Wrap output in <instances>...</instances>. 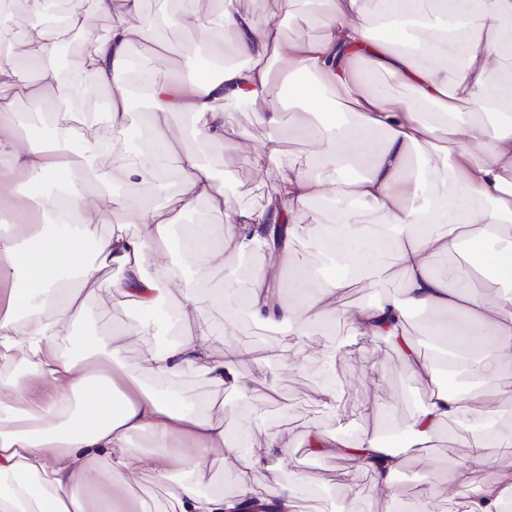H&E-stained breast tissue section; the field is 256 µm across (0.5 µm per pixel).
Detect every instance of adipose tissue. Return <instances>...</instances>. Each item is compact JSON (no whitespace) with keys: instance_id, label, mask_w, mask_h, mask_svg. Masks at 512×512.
I'll return each instance as SVG.
<instances>
[{"instance_id":"adipose-tissue-1","label":"adipose tissue","mask_w":512,"mask_h":512,"mask_svg":"<svg viewBox=\"0 0 512 512\" xmlns=\"http://www.w3.org/2000/svg\"><path fill=\"white\" fill-rule=\"evenodd\" d=\"M311 22L322 33L312 40H286L278 24L239 10L224 0L219 18L202 14L197 0H179L174 21L192 29L193 56L210 67L192 79L179 73L158 79V53L145 57L139 92L149 104L134 113L128 85V50L155 44L166 11L145 14L142 0H94L100 15L112 19L107 37L87 29L80 6L50 26L41 17L48 0H25L27 22L14 24L0 12V26L14 25L16 36L0 46V210L39 216L36 224L0 226V362L26 368L25 376L0 375V512H156L152 497L125 496L118 487L126 475L149 471L153 485L166 488L170 512H296V498L310 477L259 490L256 474L276 471L294 450L270 436L261 455L243 452L234 436L213 419L200 401L179 388L190 375L214 388L248 400L268 401L271 382L239 370L248 352L228 348L224 337L232 313H243L272 328L287 326V345L302 347L319 324L343 317L353 335L399 340L408 311L432 317L433 335L450 340L457 362L449 376L465 371L481 386L460 394L436 387L438 369L415 349L407 365L430 395L403 422V448L389 447L373 434L355 444L339 435L315 432L311 455L357 458V470L371 474L375 490L402 512H430L432 491L402 502L395 476L409 453L426 452L444 423L470 414L489 428L471 436L470 463L449 465L446 479L466 490L462 512H512V475L481 486L472 484V463L487 462L489 444L512 447V432L491 424L512 402V390L497 380L512 367V298L488 303L480 272L512 285V116L494 125L485 113L512 100V79L491 83L490 70L503 59V35L512 29V0H380L370 15L364 0H317ZM387 21V36L370 37L374 19ZM83 34L81 61L69 71L53 62L55 50L72 30ZM231 31L237 63L216 51L214 36ZM365 69H358V62ZM380 71L375 81L371 72ZM110 90L99 130L74 124L72 99L87 82ZM410 86L403 99L395 88ZM245 99L262 121L277 129L284 108H300L311 119L300 132L309 145L306 166L289 165L274 194L255 209L234 212L223 236L208 225H184V256L196 269L184 275L169 260L172 211L187 214L199 203L223 212L224 187L203 160L205 146L226 143V102ZM51 120L38 138L26 131L20 102ZM469 104V111L458 108ZM185 117L179 139L169 131ZM146 132L145 152L124 170L126 183L162 184L176 189L163 202H141L113 192L100 162L111 156L131 119ZM378 148H371L374 135ZM447 146H440V139ZM438 158L448 172V194L427 195L426 167ZM337 201L334 218L321 231L293 223L313 202ZM122 215L110 224L112 215ZM469 238L475 276L435 274L432 263ZM305 241L335 255L331 275L298 274L294 305L281 299V277ZM262 262L245 286L226 290L208 285L211 266L224 257L225 244ZM117 268L116 279L101 277ZM396 270L402 293L377 302L344 307L337 296L348 272ZM79 278L81 287L70 286ZM93 284L101 304L118 296L134 300L146 319L97 333L81 325L88 307L81 288ZM229 314L223 326L208 318L214 309ZM186 324L181 335L165 337L136 362L124 356L126 341L156 327ZM55 386L38 401L21 395L23 377ZM152 440L150 452L133 437ZM222 449L235 478V490L203 489L198 456ZM184 477L171 483L172 467Z\"/></svg>"}]
</instances>
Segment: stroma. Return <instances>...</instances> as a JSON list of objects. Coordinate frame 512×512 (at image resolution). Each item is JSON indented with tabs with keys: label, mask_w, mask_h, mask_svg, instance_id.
I'll use <instances>...</instances> for the list:
<instances>
[{
	"label": "stroma",
	"mask_w": 512,
	"mask_h": 512,
	"mask_svg": "<svg viewBox=\"0 0 512 512\" xmlns=\"http://www.w3.org/2000/svg\"><path fill=\"white\" fill-rule=\"evenodd\" d=\"M308 0H236L239 9L262 18L280 22L284 38L312 39L320 34L319 28L307 22ZM304 115L298 110L284 113L283 124L272 129L262 123L252 106L231 102L225 106V120L229 139L242 141L243 149L233 151L224 145L207 148L208 165L231 187L224 198L223 213L212 212L206 204H199L195 214L199 221L211 224L214 234H221L230 216L240 209L259 207L274 193L282 175L287 174V162H302L307 158L308 146L298 137L296 127ZM278 138L284 159L283 166L256 170L251 157L252 149L262 147L269 138ZM400 275H391L384 281H374L369 274L348 281L340 293L341 303L357 306L376 302L385 295L399 294ZM89 315L86 327L104 333L109 328L144 318L141 307L124 297L113 299L109 311H102L95 295L87 297ZM346 341L350 350L338 360L335 374H328L320 365L318 355L336 342ZM226 343L245 346L250 354L241 366L249 377L274 382L279 389L276 401L249 402L236 394L218 393L195 377L186 378L183 388L194 399L216 397L212 414L223 420L229 430L247 428L251 431V449L263 452L268 435L276 434L293 447H300L305 434L323 431L343 435L345 440L357 439L370 431L379 439L397 438L400 423L409 418L428 398L423 388L407 369L399 349L391 340L380 336H351L347 324L336 320L330 334L309 337L305 348L310 356L308 366L301 371L293 367L296 349L284 346L280 332L239 322L227 336ZM343 384L345 395L341 413H333L319 406L323 393ZM467 417L444 424L435 434L427 456L411 459L405 466L413 473V481L403 484L406 495L421 493L418 478L429 472L443 476L449 463L465 462L470 450L462 445L460 436L468 429ZM351 465L344 458L308 457L298 455L296 462L282 464L278 476L267 471L258 474L259 488L273 482L292 480L301 471L317 483L314 492L297 497V512H368L373 493L369 473H358L355 483H348L346 473Z\"/></svg>",
	"instance_id": "35a3bbf8"
}]
</instances>
